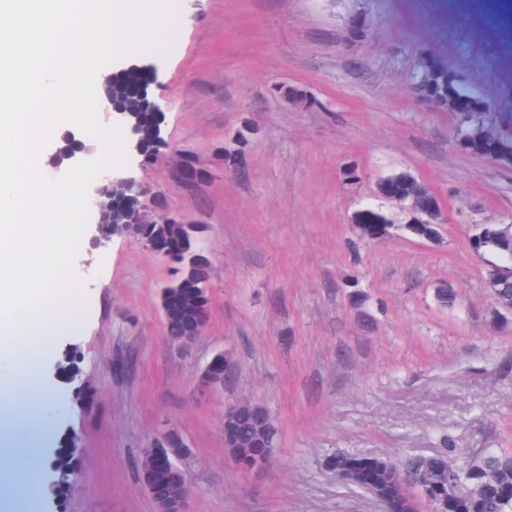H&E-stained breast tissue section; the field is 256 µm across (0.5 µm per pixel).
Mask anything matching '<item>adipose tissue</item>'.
<instances>
[{
	"label": "adipose tissue",
	"mask_w": 512,
	"mask_h": 512,
	"mask_svg": "<svg viewBox=\"0 0 512 512\" xmlns=\"http://www.w3.org/2000/svg\"><path fill=\"white\" fill-rule=\"evenodd\" d=\"M174 0H0V487L10 501L36 492L35 462L19 452L44 425L50 398L34 364L56 337L83 323L81 286L69 266L66 211L82 178L47 183L35 164L64 120L87 123L102 102L88 78L100 55L128 54L163 39ZM101 36L90 50L84 31Z\"/></svg>",
	"instance_id": "ef3b65f1"
}]
</instances>
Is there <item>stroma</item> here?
<instances>
[{"label":"stroma","instance_id":"1","mask_svg":"<svg viewBox=\"0 0 512 512\" xmlns=\"http://www.w3.org/2000/svg\"><path fill=\"white\" fill-rule=\"evenodd\" d=\"M360 17L366 33L350 41ZM172 38L100 59L90 78L157 70L167 151L200 178L162 160L138 177L204 229L207 323L190 347L168 340L159 296L176 265L132 237L93 246L90 215H77L84 325L54 348L77 349L91 400L46 411L38 445L76 437L78 480L62 501L43 493L15 512H156L139 463L168 429L187 448L189 512H383L324 457L402 460L445 440L470 454L512 448V313L496 315L494 258L468 241L473 223L512 221V166L459 152L457 116L423 109L409 82L435 55L511 122L512 21L493 0H182ZM228 149L238 169H225ZM401 171L438 199L440 241L361 237L365 210L408 221L377 194ZM443 282L455 309L434 300ZM221 351L234 378L201 396ZM244 398L281 430L269 465L249 474L224 447V412Z\"/></svg>","mask_w":512,"mask_h":512}]
</instances>
